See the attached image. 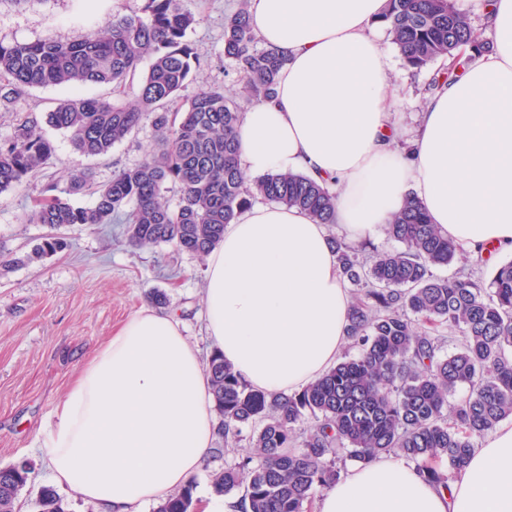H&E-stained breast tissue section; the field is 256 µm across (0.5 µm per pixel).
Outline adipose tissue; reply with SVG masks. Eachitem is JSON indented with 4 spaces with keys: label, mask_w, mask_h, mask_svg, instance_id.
<instances>
[{
    "label": "adipose tissue",
    "mask_w": 512,
    "mask_h": 512,
    "mask_svg": "<svg viewBox=\"0 0 512 512\" xmlns=\"http://www.w3.org/2000/svg\"><path fill=\"white\" fill-rule=\"evenodd\" d=\"M387 0H250L253 29L286 59L274 98L238 132L250 174L303 173L338 194L335 222L365 238L406 197L470 252L512 253V0H492L484 53L428 98L412 157L394 146ZM351 296L325 225L256 206L207 256V338L251 388L294 392L331 369ZM213 393L173 314L143 309L100 343L39 438L58 488L94 512H143L193 482L215 442ZM314 512H512V417L442 489L380 457L349 469Z\"/></svg>",
    "instance_id": "1"
}]
</instances>
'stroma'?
I'll return each mask as SVG.
<instances>
[{"mask_svg": "<svg viewBox=\"0 0 512 512\" xmlns=\"http://www.w3.org/2000/svg\"><path fill=\"white\" fill-rule=\"evenodd\" d=\"M90 14H82L79 0H0V43L54 41L65 43L79 32L102 26L113 12L132 13L141 0H88ZM197 14L198 24L188 38L197 49L200 65L190 73V90L222 89L238 97L240 74L224 58V17L239 0H184ZM392 78L401 103L393 121L396 147L406 150L419 127L426 88L437 64L415 71L390 48ZM65 87L27 90L15 104H0V139L13 135L24 119L37 122L55 153L34 177L0 193V466L28 464L30 481L20 496L21 512H35L41 486L50 484L43 452L36 437L60 402L69 381L96 346L131 313L151 307L152 290L163 291L167 308L177 310L185 336L209 359L210 344L203 321L205 260L176 253L166 246L137 249L126 240L121 224H75L61 231L67 246L54 255L24 262L48 229L28 224L25 213L43 195L48 183L66 188L70 174L92 168L103 184L119 169L139 163L152 142L151 121L142 125L111 153L88 158L78 153L63 131L49 127L44 116L68 97Z\"/></svg>", "mask_w": 512, "mask_h": 512, "instance_id": "obj_1", "label": "stroma"}]
</instances>
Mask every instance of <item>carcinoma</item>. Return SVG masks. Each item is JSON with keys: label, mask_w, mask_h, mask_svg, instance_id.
Returning a JSON list of instances; mask_svg holds the SVG:
<instances>
[{"label": "carcinoma", "mask_w": 512, "mask_h": 512, "mask_svg": "<svg viewBox=\"0 0 512 512\" xmlns=\"http://www.w3.org/2000/svg\"><path fill=\"white\" fill-rule=\"evenodd\" d=\"M195 23L182 0H143L140 12L114 14L102 29L67 43L0 44L5 105L32 87L119 88L140 78L132 103L78 96L47 113V122L66 131L78 152L106 156L147 118L154 129L145 157L97 186L93 206L69 199L93 184L86 169L71 176L63 197L56 184L47 185L25 222L57 230L120 221L136 247L168 245L197 257L215 248L224 225L257 197L334 224L336 193L310 177L275 173L248 180L237 159L242 108L236 99L217 90L182 95L192 64L200 63L187 39ZM382 23L406 67L448 61L428 84L431 93L490 47L455 0H388ZM224 58L237 64L248 99L273 96L285 57L257 47L247 0L224 19ZM53 153L49 140L26 122L19 125L0 142V192L34 176ZM170 191L178 195L174 206ZM384 231L399 248L369 251L332 237L353 294L348 339L357 355L342 356L302 392L288 395L249 388L221 355L211 354L217 434L227 445L248 449L211 475L214 495L240 493L247 512H305L315 492L340 479L346 461L390 454L446 487L476 441L512 417V261L487 283L437 276L435 268L467 256L413 199ZM65 247L63 238L49 235L14 262ZM442 330L460 333L459 347L445 351ZM461 388L465 396L450 402ZM28 480L25 465L0 467V512H20ZM195 490L192 483L175 492L156 512H190ZM36 508L68 512L52 486L39 489Z\"/></svg>", "instance_id": "carcinoma-1"}]
</instances>
